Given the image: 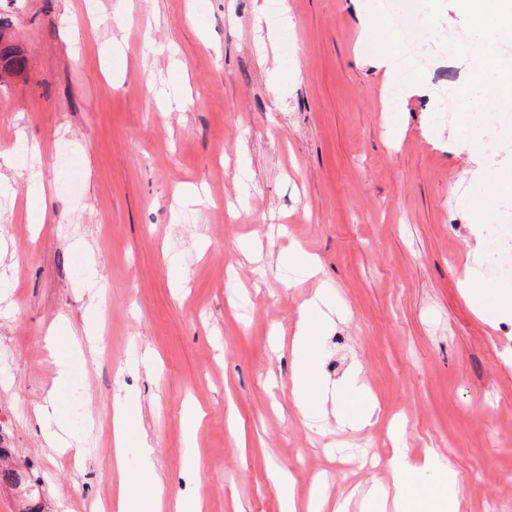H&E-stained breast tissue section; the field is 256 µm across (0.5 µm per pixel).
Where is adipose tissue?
Wrapping results in <instances>:
<instances>
[{"instance_id": "obj_1", "label": "adipose tissue", "mask_w": 512, "mask_h": 512, "mask_svg": "<svg viewBox=\"0 0 512 512\" xmlns=\"http://www.w3.org/2000/svg\"><path fill=\"white\" fill-rule=\"evenodd\" d=\"M458 8L467 14L478 38L491 37L503 42L512 40V0H458ZM470 91L465 102L473 111H485L486 97H493L495 109L512 108V69L494 57L475 56L472 75L467 84ZM327 322L317 300L304 306L293 339L296 351L291 395L301 417L332 410L338 424L363 429L379 416L377 401L365 390L359 371H352L336 384L319 371V349L314 335ZM393 475L392 490L372 485L364 500L372 512H408L409 503L401 492V479L413 475L420 482L441 485L438 512H459V496L454 484L442 482L445 466L434 450H426L422 458L409 461L401 450H394L388 459ZM166 499L163 480L150 460L140 466L120 487L115 512H162Z\"/></svg>"}]
</instances>
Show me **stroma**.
<instances>
[{
  "label": "stroma",
  "instance_id": "obj_1",
  "mask_svg": "<svg viewBox=\"0 0 512 512\" xmlns=\"http://www.w3.org/2000/svg\"><path fill=\"white\" fill-rule=\"evenodd\" d=\"M373 2L0 0L28 59L0 82V143L37 145L47 183L46 220L29 224L28 174L0 156V446L38 478L43 512L109 507L119 390L166 512L196 493L203 512H280L279 467L298 497L316 486L364 512L363 491L393 484L395 448L449 460L460 512L512 506V315L497 310L512 275L478 301L459 286L478 238L512 221V196L470 205L488 173H512V127L463 150L469 107L437 109L473 66L452 46L471 39L455 0H427L448 38L417 39L428 68L402 77ZM395 81L408 105L389 123ZM191 186L208 201L177 205ZM318 291L322 374L359 368L381 408L362 430L330 413L307 427L293 405V334ZM63 317L93 339L59 331L61 354L82 356L57 386L44 337ZM51 393L81 448L45 446L34 409Z\"/></svg>",
  "mask_w": 512,
  "mask_h": 512
}]
</instances>
